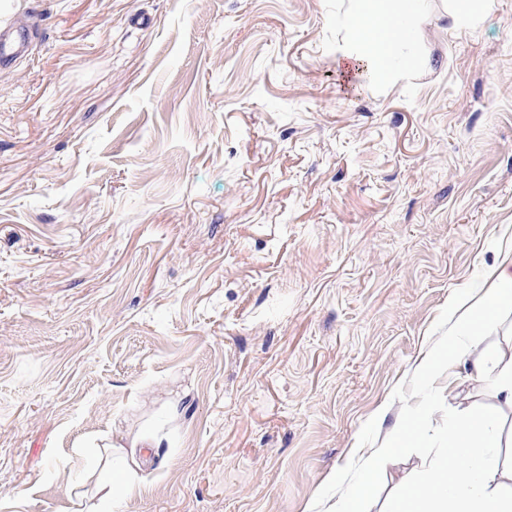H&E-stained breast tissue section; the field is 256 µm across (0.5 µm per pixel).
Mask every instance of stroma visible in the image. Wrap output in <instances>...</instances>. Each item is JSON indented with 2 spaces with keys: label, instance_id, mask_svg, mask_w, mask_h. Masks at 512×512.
<instances>
[{
  "label": "stroma",
  "instance_id": "35a3bbf8",
  "mask_svg": "<svg viewBox=\"0 0 512 512\" xmlns=\"http://www.w3.org/2000/svg\"><path fill=\"white\" fill-rule=\"evenodd\" d=\"M452 5L387 82L350 0L0 10L43 24L0 69V512H312L397 428L440 310L512 259V0ZM511 362L512 315L446 405L498 407ZM112 461L107 466V469L103 471L102 477L100 479V488L105 491V494L112 500L113 497H123L128 494H131L134 491V486L125 481L119 480L115 481L112 475Z\"/></svg>",
  "mask_w": 512,
  "mask_h": 512
}]
</instances>
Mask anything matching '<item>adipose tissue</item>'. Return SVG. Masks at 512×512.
<instances>
[{
	"instance_id": "1",
	"label": "adipose tissue",
	"mask_w": 512,
	"mask_h": 512,
	"mask_svg": "<svg viewBox=\"0 0 512 512\" xmlns=\"http://www.w3.org/2000/svg\"><path fill=\"white\" fill-rule=\"evenodd\" d=\"M418 8L417 0H355L347 19V38L371 72L387 75L397 65L414 69L415 61L406 56L404 48L413 37ZM490 279V285L479 286L463 332H477L503 304L505 296H512V261L501 262Z\"/></svg>"
}]
</instances>
